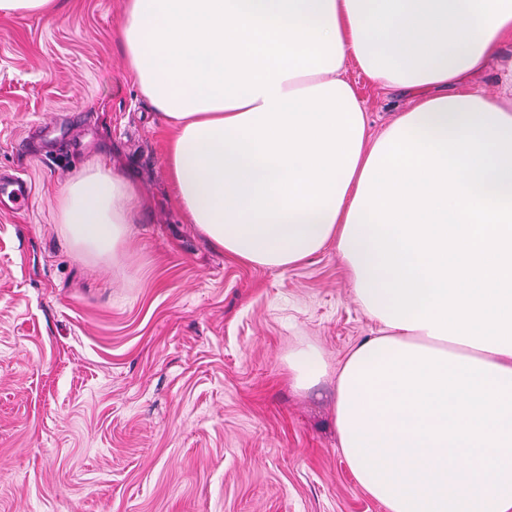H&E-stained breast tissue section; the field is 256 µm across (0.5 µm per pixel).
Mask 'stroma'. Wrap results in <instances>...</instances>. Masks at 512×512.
<instances>
[{"label": "stroma", "instance_id": "1", "mask_svg": "<svg viewBox=\"0 0 512 512\" xmlns=\"http://www.w3.org/2000/svg\"><path fill=\"white\" fill-rule=\"evenodd\" d=\"M123 0L0 16V512H386L338 448L334 382L293 386L289 353L329 368L376 329L335 247L282 271L242 264L189 224L169 136L119 44ZM380 133L409 99L356 62ZM100 159L140 201L124 272L78 255L66 182ZM31 196V186L24 180L0 179V209L19 210Z\"/></svg>", "mask_w": 512, "mask_h": 512}]
</instances>
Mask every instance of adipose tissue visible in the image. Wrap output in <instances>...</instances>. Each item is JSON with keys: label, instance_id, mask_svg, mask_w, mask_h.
Masks as SVG:
<instances>
[{"label": "adipose tissue", "instance_id": "ef3b65f1", "mask_svg": "<svg viewBox=\"0 0 512 512\" xmlns=\"http://www.w3.org/2000/svg\"><path fill=\"white\" fill-rule=\"evenodd\" d=\"M119 34L138 90L172 131L165 161L189 222L239 262L285 270L335 246L379 329L336 372L341 452L386 435L401 471L467 488L480 460L444 463L378 416L359 370L416 345L512 371V61L496 98L468 86L512 41V0H124ZM407 109L371 135L348 60ZM135 185L95 160L72 177L59 222L74 250L120 267ZM296 387L327 374L307 347Z\"/></svg>", "mask_w": 512, "mask_h": 512}]
</instances>
